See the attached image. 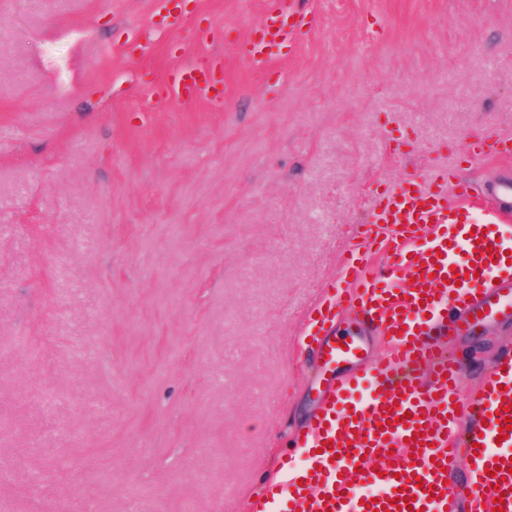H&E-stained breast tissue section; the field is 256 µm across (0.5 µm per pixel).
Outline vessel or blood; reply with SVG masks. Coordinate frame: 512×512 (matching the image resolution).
<instances>
[{
  "label": "vessel or blood",
  "mask_w": 512,
  "mask_h": 512,
  "mask_svg": "<svg viewBox=\"0 0 512 512\" xmlns=\"http://www.w3.org/2000/svg\"><path fill=\"white\" fill-rule=\"evenodd\" d=\"M162 30L181 23L180 0H157ZM312 11L276 0L238 45L254 69L275 67L294 50ZM221 58L173 67L163 99L224 106ZM495 204L482 208L445 163L387 188L372 206L366 231L341 254L338 275L311 317L305 335L320 361L326 396L292 445L302 467L266 484V512H512V430L502 409L512 407V348L502 352L480 392L460 402V367L439 345L436 331L483 315L512 317V179L488 185ZM390 261L375 264L378 253ZM355 310L385 339L368 358L362 336L335 334L341 311ZM464 460L475 489L466 502L447 482L448 467ZM381 487L378 497L358 484Z\"/></svg>",
  "instance_id": "vessel-or-blood-1"
}]
</instances>
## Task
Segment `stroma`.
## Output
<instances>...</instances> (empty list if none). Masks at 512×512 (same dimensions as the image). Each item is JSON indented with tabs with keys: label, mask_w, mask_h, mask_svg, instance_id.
Masks as SVG:
<instances>
[{
	"label": "stroma",
	"mask_w": 512,
	"mask_h": 512,
	"mask_svg": "<svg viewBox=\"0 0 512 512\" xmlns=\"http://www.w3.org/2000/svg\"><path fill=\"white\" fill-rule=\"evenodd\" d=\"M0 0V512H260L320 395L300 338L369 205L512 158V0H310L284 81L234 43L271 0ZM223 109L153 96L200 49ZM512 318L446 344L477 392ZM157 4L158 9L152 20L153 26L155 27L156 21L162 28L159 30L172 31L179 27L182 18L180 0H157Z\"/></svg>",
	"instance_id": "35a3bbf8"
}]
</instances>
